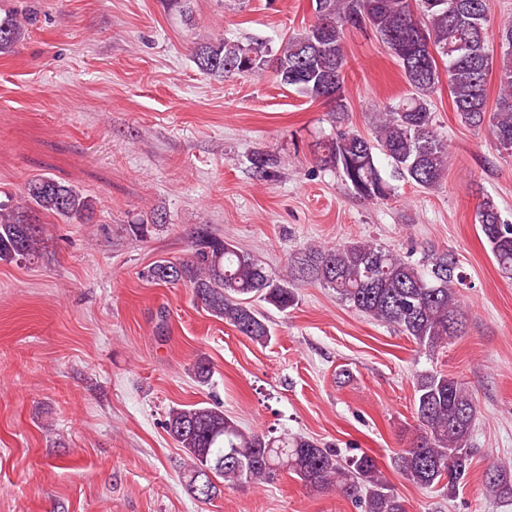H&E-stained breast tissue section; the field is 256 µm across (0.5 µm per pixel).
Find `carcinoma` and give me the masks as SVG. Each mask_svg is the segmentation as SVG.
<instances>
[{"instance_id": "1", "label": "carcinoma", "mask_w": 512, "mask_h": 512, "mask_svg": "<svg viewBox=\"0 0 512 512\" xmlns=\"http://www.w3.org/2000/svg\"><path fill=\"white\" fill-rule=\"evenodd\" d=\"M492 0H315L313 24L287 37L276 52L256 43L244 46L216 38L194 47L197 68L211 76L254 75L272 68L280 84L332 106L336 135L322 143L318 160L335 168L359 196L386 200L394 192L376 165L374 149L390 161L393 173L422 189H434L448 173V144L433 126L430 102L440 84L438 60L447 63L448 89L458 120L487 128L496 149L512 154V22L496 37L501 54L489 52ZM368 31L397 60L408 93L374 113L372 136L345 124L346 35ZM17 18H0V53L24 37ZM499 70L495 108L487 105V80ZM277 157L258 153L255 172L267 178ZM93 205L76 188L46 174L30 177L19 201L0 200V262L31 260L39 253L40 216L86 224ZM476 220L498 269L512 276V224L501 219L488 196L478 204ZM166 223V214L129 225L139 240ZM146 277L161 285L182 284L192 300L223 319L251 341L267 345L272 332L267 316L253 302L281 313L298 303L300 283H318L366 317L397 327L420 349L435 351L462 335L466 317L456 285L462 283L459 260L452 253L429 252L414 263L369 240L336 246L310 244L288 259L286 274L268 271L250 254L198 225L189 256L174 263H152ZM199 384H209L210 362L200 357L192 367ZM476 403L455 377L424 371L414 379L415 437L392 459L394 470L416 487L451 493L465 481L473 458L470 448ZM164 428L187 458L188 492L203 470L214 483L203 501L221 487L240 483L271 484L281 473L295 475L306 487L336 490L361 512H407L376 461L366 453L341 457L301 435L247 431L217 405H181L167 413ZM489 496L512 500V464L499 461L484 475Z\"/></svg>"}]
</instances>
